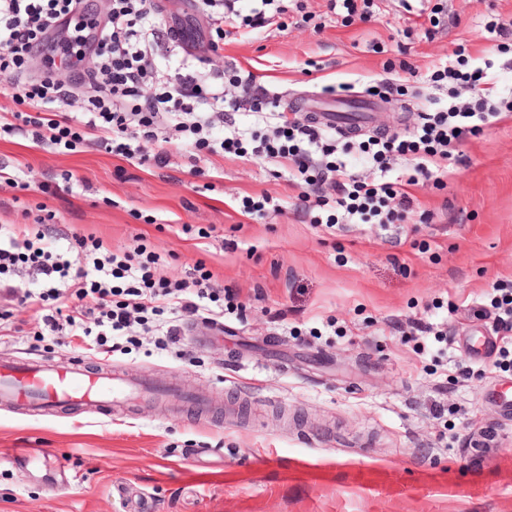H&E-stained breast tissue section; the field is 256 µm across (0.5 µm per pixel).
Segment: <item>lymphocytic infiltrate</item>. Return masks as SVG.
Returning a JSON list of instances; mask_svg holds the SVG:
<instances>
[{
  "mask_svg": "<svg viewBox=\"0 0 512 512\" xmlns=\"http://www.w3.org/2000/svg\"><path fill=\"white\" fill-rule=\"evenodd\" d=\"M236 2L204 0L206 7L216 9V24L253 30L269 25L265 9L276 0H260V8L248 14L241 13ZM153 10V0H109L105 19L90 23L88 34L75 38L76 60L93 55L95 67L76 71L71 85L57 81L49 70L39 81L26 83L29 111L1 113L0 132L27 133L37 142L67 151L96 133L112 155L142 163L149 158L141 138H157L170 123L211 153L264 157L307 187L328 185L329 194L314 199L307 192L300 195L301 201H313L319 208L320 223L335 224L341 211L365 224H392L410 204L408 187L445 175L446 163L463 133L479 134L512 112V100L501 106L484 96L425 113L407 134L371 139L360 146L359 162L379 172L378 177L367 179L351 173L329 133L289 118L265 90L254 86L253 75H238L234 85L249 96L252 110L267 124L266 133L255 137L249 147L239 131L230 127L237 103L225 98L223 82L199 85L188 73L187 61L178 63L175 92L148 95L159 50L149 24ZM82 11L83 0H0V73L24 80L31 55L49 47L53 34ZM84 83L94 93L84 99L79 115L52 111V104L73 97L75 85ZM220 123L226 126L224 135L213 138ZM399 156L410 158L411 171L390 177V163ZM49 230V225L42 224L31 234L0 225V290L35 307L55 335L82 337L90 350L108 354L112 340L127 335L135 324L154 326L173 341L181 333L182 313L213 323L223 321L225 297L214 288L205 264L195 265L189 279L173 281L157 274L161 257L145 244L119 256L102 240L80 237L75 246L60 253L42 245ZM22 269L41 282V291L13 282V274ZM70 296L76 298V305L67 304ZM153 315L158 316V324H150ZM87 319L93 321V329L84 328Z\"/></svg>",
  "mask_w": 512,
  "mask_h": 512,
  "instance_id": "obj_1",
  "label": "lymphocytic infiltrate"
}]
</instances>
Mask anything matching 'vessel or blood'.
Masks as SVG:
<instances>
[{"label": "vessel or blood", "instance_id": "obj_1", "mask_svg": "<svg viewBox=\"0 0 512 512\" xmlns=\"http://www.w3.org/2000/svg\"><path fill=\"white\" fill-rule=\"evenodd\" d=\"M156 394L147 380L91 370L79 356L57 365L0 360V404L36 413L59 406H86L112 416Z\"/></svg>", "mask_w": 512, "mask_h": 512}]
</instances>
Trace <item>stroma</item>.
Masks as SVG:
<instances>
[{
    "label": "stroma",
    "mask_w": 512,
    "mask_h": 512,
    "mask_svg": "<svg viewBox=\"0 0 512 512\" xmlns=\"http://www.w3.org/2000/svg\"><path fill=\"white\" fill-rule=\"evenodd\" d=\"M154 2L162 74L182 56L167 37L177 20L209 76L252 73L298 120L306 99L370 101L369 125L337 134L341 146L446 108L428 76L460 59L484 69L494 97L512 95V0H439L436 26L414 25L402 0H374L368 22L327 0H288L282 24L216 51L201 0ZM164 135L141 142L168 153L164 167L114 157L93 136L58 152L0 135V165L16 178L0 181V225L51 218L44 244L56 249L93 236L120 253L144 238L160 275L181 280L204 262L236 308L220 332L186 316L179 345L164 349L133 327L128 354L103 357L0 297L1 356L83 354L190 395L112 418L0 407L1 453L46 448L64 464L0 466V512H122V485L152 512H512V366L492 314H476L512 282V116L464 136L444 187H414L386 226L315 224L276 164L208 154L171 126ZM262 194L281 209L243 217L239 198ZM201 227L209 238L195 237Z\"/></svg>",
    "instance_id": "35a3bbf8"
}]
</instances>
